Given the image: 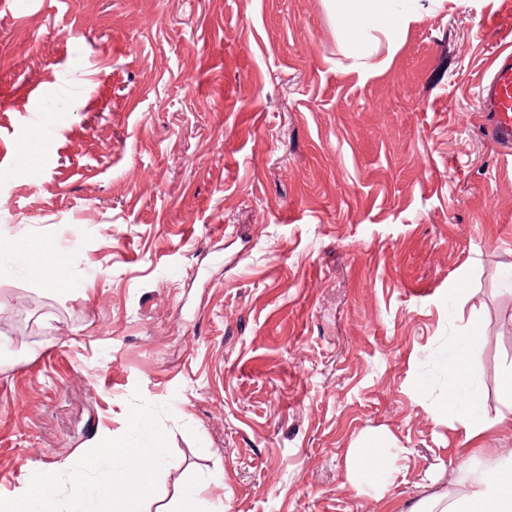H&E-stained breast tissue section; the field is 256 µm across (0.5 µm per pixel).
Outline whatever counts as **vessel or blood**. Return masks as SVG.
<instances>
[{
  "label": "vessel or blood",
  "instance_id": "obj_1",
  "mask_svg": "<svg viewBox=\"0 0 512 512\" xmlns=\"http://www.w3.org/2000/svg\"><path fill=\"white\" fill-rule=\"evenodd\" d=\"M479 106L490 122L493 139L512 145V50L503 49L489 67V78L478 90Z\"/></svg>",
  "mask_w": 512,
  "mask_h": 512
}]
</instances>
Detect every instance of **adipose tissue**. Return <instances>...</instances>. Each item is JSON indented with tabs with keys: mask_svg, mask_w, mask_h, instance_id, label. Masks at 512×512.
Masks as SVG:
<instances>
[{
	"mask_svg": "<svg viewBox=\"0 0 512 512\" xmlns=\"http://www.w3.org/2000/svg\"><path fill=\"white\" fill-rule=\"evenodd\" d=\"M330 14L343 38L348 57L365 72H382L402 47L412 25L425 10L422 0H327ZM483 336L477 329L450 338L455 354L448 363L452 380L446 403L435 416L456 415L466 438L479 436L488 426L482 417L480 396L470 391L475 377L469 354ZM166 461L156 448L105 444L95 459L75 468L68 481L67 512H132L135 504L153 500L155 480ZM53 475L35 471L24 491L10 499L0 512H60L50 494ZM440 512H512V457L494 467L471 473L469 491Z\"/></svg>",
	"mask_w": 512,
	"mask_h": 512,
	"instance_id": "obj_1",
	"label": "adipose tissue"
}]
</instances>
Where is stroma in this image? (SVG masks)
<instances>
[{"label":"stroma","mask_w":512,"mask_h":512,"mask_svg":"<svg viewBox=\"0 0 512 512\" xmlns=\"http://www.w3.org/2000/svg\"><path fill=\"white\" fill-rule=\"evenodd\" d=\"M427 9L367 74L326 0L0 8V243L52 242L74 284L0 272V499L132 442L172 508L200 478L201 512H414L512 448V155L475 98L512 0ZM471 323L469 442L432 413ZM348 466L353 472L379 471L385 468L386 462L379 451L362 454L353 450L349 456Z\"/></svg>","instance_id":"obj_1"}]
</instances>
